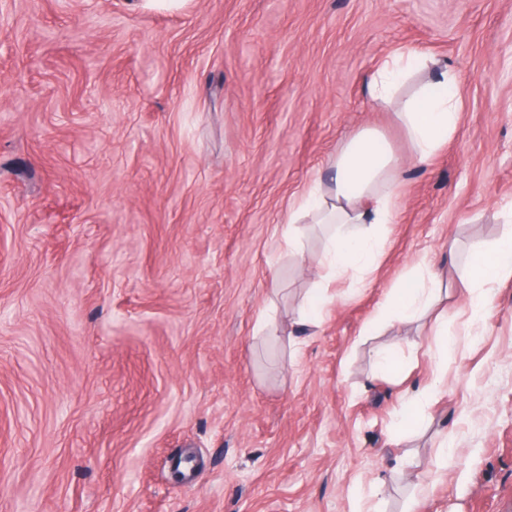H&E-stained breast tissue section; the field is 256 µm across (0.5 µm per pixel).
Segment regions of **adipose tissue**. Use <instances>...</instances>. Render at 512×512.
I'll return each instance as SVG.
<instances>
[{"instance_id":"adipose-tissue-1","label":"adipose tissue","mask_w":512,"mask_h":512,"mask_svg":"<svg viewBox=\"0 0 512 512\" xmlns=\"http://www.w3.org/2000/svg\"><path fill=\"white\" fill-rule=\"evenodd\" d=\"M422 70L428 71L434 83L446 86V93L401 97L402 86ZM453 82L446 63L409 47L376 67L365 80L363 92L376 108L395 109L412 159L424 163L457 129L459 101L449 91ZM330 168L328 181L316 182L289 206L283 244L290 258H298L304 225H323L327 278L360 284L386 251L387 226L395 219L399 200L401 161L377 130L362 128L337 152ZM458 276L465 286L487 289L512 278V232L489 247L475 249ZM441 298L439 274L426 268L395 284L380 316L391 321L413 320Z\"/></svg>"}]
</instances>
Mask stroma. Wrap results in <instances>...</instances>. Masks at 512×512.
Returning a JSON list of instances; mask_svg holds the SVG:
<instances>
[{
	"label": "stroma",
	"mask_w": 512,
	"mask_h": 512,
	"mask_svg": "<svg viewBox=\"0 0 512 512\" xmlns=\"http://www.w3.org/2000/svg\"><path fill=\"white\" fill-rule=\"evenodd\" d=\"M407 46L460 105L422 167L362 92ZM363 127L395 222L302 331L288 207ZM510 229L512 0H0V512H512V279L455 272ZM423 262L447 335L371 333Z\"/></svg>",
	"instance_id": "obj_1"
}]
</instances>
